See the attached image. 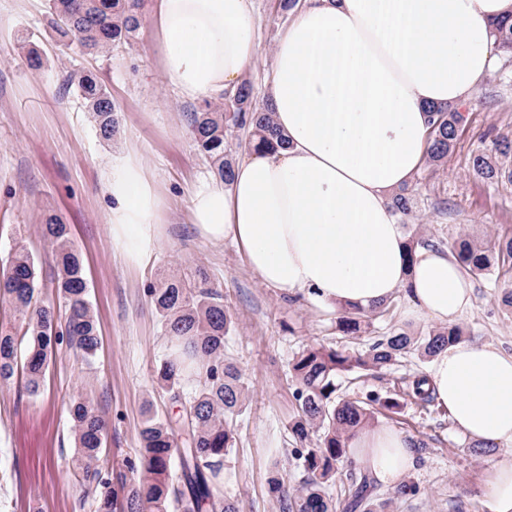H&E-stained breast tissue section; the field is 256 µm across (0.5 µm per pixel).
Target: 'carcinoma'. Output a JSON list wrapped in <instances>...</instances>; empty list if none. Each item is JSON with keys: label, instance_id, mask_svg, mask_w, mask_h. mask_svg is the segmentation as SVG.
Instances as JSON below:
<instances>
[{"label": "carcinoma", "instance_id": "1", "mask_svg": "<svg viewBox=\"0 0 512 512\" xmlns=\"http://www.w3.org/2000/svg\"><path fill=\"white\" fill-rule=\"evenodd\" d=\"M141 7L142 0H48L52 28L62 41L96 55H108L136 37ZM495 37L497 48L511 54L512 17L496 23ZM68 83L76 87L99 136L112 139L119 117L106 86L90 71L70 74ZM429 113L427 159L438 166L455 146L465 115L450 106H432ZM188 120L198 151L226 182L234 167L228 140L232 132L246 133L248 148H272L280 140L270 108L259 106L246 79L234 93L224 95V101H203ZM494 152V157L474 155V171L491 182L512 181V169L497 159L512 156V139L495 141ZM391 205L400 223H408L412 195L402 189L391 197ZM41 229L51 248L65 324L57 322L55 308L39 297L38 273L29 251L16 246L0 263V300L10 310L9 319H0V383L21 370L33 396L40 392L58 345L66 344L88 364L100 347L83 262L68 225L49 214ZM451 254L468 273L512 272V237L487 245L461 237ZM149 296L170 343L156 380L182 410L174 418L148 415L139 433L142 472L138 479L129 480L122 470H100V463L110 455L108 422L90 398L75 399L70 410L75 440L71 473L94 489L96 512H237L234 501L223 493L224 471L235 447L232 423L245 410L248 393L242 370L224 357V337L233 317L224 307L221 291L201 274L193 280L164 276L149 288ZM392 307L391 302L371 310L343 304L336 328L343 336L357 339ZM461 337L459 326L447 325L419 335L393 332L363 352L312 345L300 351L291 362L296 413L290 430L295 441L293 464L304 478L290 487L280 470L271 472L268 489L280 512H386L390 501L418 495L416 484L403 482L389 499L374 502V487L352 455L350 442L380 410H396L399 402L374 394L363 400L342 398L337 378L343 371L391 366L409 353L430 358ZM425 382V377L418 376L399 392L429 405L434 397L424 389ZM175 463L181 470L178 484L170 478ZM343 477L347 488L335 498L330 496L327 488Z\"/></svg>", "mask_w": 512, "mask_h": 512}]
</instances>
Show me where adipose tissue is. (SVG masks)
<instances>
[{
    "label": "adipose tissue",
    "mask_w": 512,
    "mask_h": 512,
    "mask_svg": "<svg viewBox=\"0 0 512 512\" xmlns=\"http://www.w3.org/2000/svg\"><path fill=\"white\" fill-rule=\"evenodd\" d=\"M512 0H305L280 34L266 95L285 142L247 149L231 181L208 178L189 218L211 243L232 238L260 281L323 304L364 309L405 290L409 312L443 324L472 304V283L446 251L405 261L391 194L428 146L429 106L471 100L494 61L492 26ZM153 46L180 99L233 91L258 58L250 0H151ZM112 235L130 258L158 240L164 203L144 165L112 170ZM427 385L472 441L499 445L484 496L512 512V355L461 341L439 352ZM351 446L375 484H400L412 465L404 434L381 427Z\"/></svg>",
    "instance_id": "obj_1"
}]
</instances>
